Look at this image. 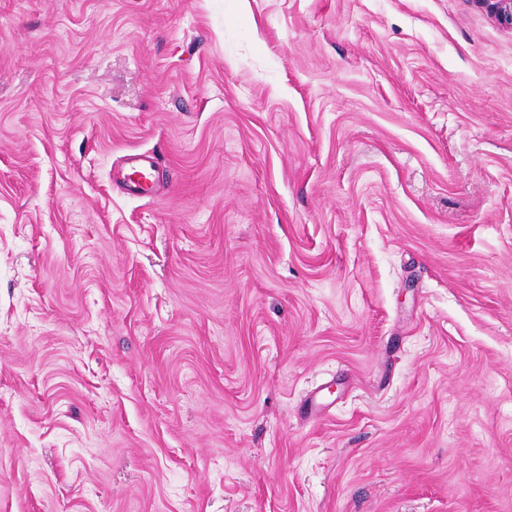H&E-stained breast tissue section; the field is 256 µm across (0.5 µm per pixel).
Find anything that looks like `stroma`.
<instances>
[{
    "label": "stroma",
    "mask_w": 512,
    "mask_h": 512,
    "mask_svg": "<svg viewBox=\"0 0 512 512\" xmlns=\"http://www.w3.org/2000/svg\"><path fill=\"white\" fill-rule=\"evenodd\" d=\"M0 512H512V31L0 0ZM154 157L142 154L128 155L121 169V183L128 194L138 197L151 196L155 190L152 171Z\"/></svg>",
    "instance_id": "35a3bbf8"
}]
</instances>
